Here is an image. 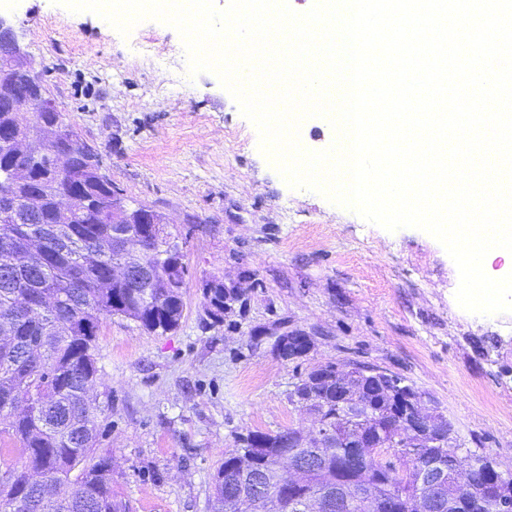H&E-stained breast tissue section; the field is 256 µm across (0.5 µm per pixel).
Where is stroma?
I'll use <instances>...</instances> for the list:
<instances>
[{
    "label": "stroma",
    "mask_w": 512,
    "mask_h": 512,
    "mask_svg": "<svg viewBox=\"0 0 512 512\" xmlns=\"http://www.w3.org/2000/svg\"><path fill=\"white\" fill-rule=\"evenodd\" d=\"M6 15L66 121L125 197L162 217L189 269L176 331L100 324L94 392L112 405L100 446L126 512H209L212 475L239 435L313 430L289 395L328 363L401 375L461 447L512 462V312L461 308L439 241L290 187L219 78L189 75L172 26L147 19L124 36L56 0H11ZM214 275L249 291L234 329L203 321L201 282ZM263 327L305 330L313 346L299 364L280 360L249 347Z\"/></svg>",
    "instance_id": "35a3bbf8"
}]
</instances>
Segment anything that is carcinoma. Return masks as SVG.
Wrapping results in <instances>:
<instances>
[{
    "instance_id": "obj_1",
    "label": "carcinoma",
    "mask_w": 512,
    "mask_h": 512,
    "mask_svg": "<svg viewBox=\"0 0 512 512\" xmlns=\"http://www.w3.org/2000/svg\"><path fill=\"white\" fill-rule=\"evenodd\" d=\"M69 127L63 114L50 115ZM42 113H0V126L36 134ZM87 154L69 152L60 173L16 157L0 137V192L19 198L38 192L42 202L17 219L0 209V251L36 240L44 264L10 270L0 266V435L21 444V465L0 477V512H17L22 497L40 503L37 512H124L112 496V457L99 451L104 412L89 390L99 378L95 351L102 319L114 315L148 332L176 329L183 318L185 279L157 272L169 263L165 225L144 224L138 243L149 267L112 287H101L111 274L112 254L127 251L132 237L125 224L112 223L115 186L86 172ZM76 199L69 214L57 212L56 198ZM205 324H224L227 307L246 303L248 289H224V279L206 280ZM317 412L320 426L331 427L336 447L288 429L276 434L250 431L239 448L224 455L213 477L210 512H227L224 497L240 490L242 470L289 475L301 462L308 470L283 486L281 496L239 512H323L319 492L336 482L363 480L370 499L350 500L339 512H479L478 504L498 495L495 460L470 451L468 475L450 474L423 501L422 478L448 468L455 449L433 448L423 440L404 443V406L395 384L369 381L361 374L322 365L300 377L293 390ZM365 431L376 448H352L349 438ZM290 453L288 467L282 455Z\"/></svg>"
}]
</instances>
